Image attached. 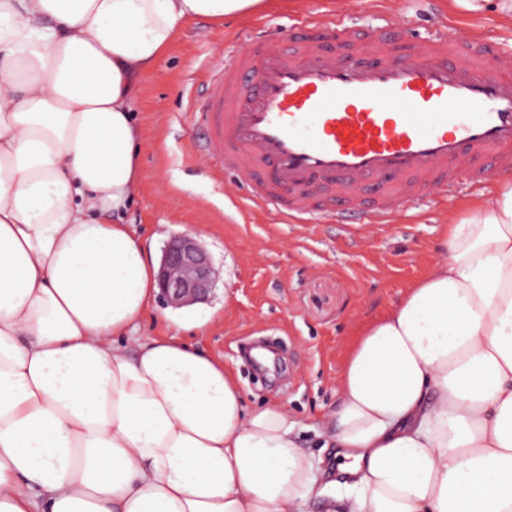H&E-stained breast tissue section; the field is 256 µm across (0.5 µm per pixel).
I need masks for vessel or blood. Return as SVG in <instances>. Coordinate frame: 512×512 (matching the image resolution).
<instances>
[{
  "mask_svg": "<svg viewBox=\"0 0 512 512\" xmlns=\"http://www.w3.org/2000/svg\"><path fill=\"white\" fill-rule=\"evenodd\" d=\"M198 126L254 206L388 224L467 176H512V54L444 26L421 38L309 13L225 63Z\"/></svg>",
  "mask_w": 512,
  "mask_h": 512,
  "instance_id": "vessel-or-blood-1",
  "label": "vessel or blood"
}]
</instances>
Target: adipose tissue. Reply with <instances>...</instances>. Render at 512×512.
Segmentation results:
<instances>
[{"label":"adipose tissue","mask_w":512,"mask_h":512,"mask_svg":"<svg viewBox=\"0 0 512 512\" xmlns=\"http://www.w3.org/2000/svg\"><path fill=\"white\" fill-rule=\"evenodd\" d=\"M271 4L0 0V512H512L511 181L357 331L312 425L339 480L286 403L138 333L156 260L102 220L140 184L133 94L186 19Z\"/></svg>","instance_id":"ef3b65f1"}]
</instances>
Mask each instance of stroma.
I'll return each mask as SVG.
<instances>
[{
    "instance_id": "stroma-1",
    "label": "stroma",
    "mask_w": 512,
    "mask_h": 512,
    "mask_svg": "<svg viewBox=\"0 0 512 512\" xmlns=\"http://www.w3.org/2000/svg\"><path fill=\"white\" fill-rule=\"evenodd\" d=\"M343 11L364 26L392 18L416 34L441 22L512 50V22L470 12L453 0H279L273 10L215 23L191 19L140 82L133 119L145 150L138 193L124 223L146 248L162 252L176 235L196 234L217 280L189 310L152 303L140 335L178 337L243 381L247 406L280 399L302 426L300 445L329 458L306 425L336 402V374L358 326L397 303L433 261L450 211L485 200L489 182L473 177L450 194H431L390 224H319L254 208L248 190L222 167L195 162L194 111L207 70L267 28H288L308 11ZM202 320L178 328L179 320Z\"/></svg>"
}]
</instances>
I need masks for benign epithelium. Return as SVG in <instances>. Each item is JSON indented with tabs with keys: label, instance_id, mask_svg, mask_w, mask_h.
I'll return each instance as SVG.
<instances>
[{
	"label": "benign epithelium",
	"instance_id": "7a95c632",
	"mask_svg": "<svg viewBox=\"0 0 512 512\" xmlns=\"http://www.w3.org/2000/svg\"><path fill=\"white\" fill-rule=\"evenodd\" d=\"M217 272L206 248L189 235H177L165 246L157 273L164 305L190 306L207 299Z\"/></svg>",
	"mask_w": 512,
	"mask_h": 512
}]
</instances>
